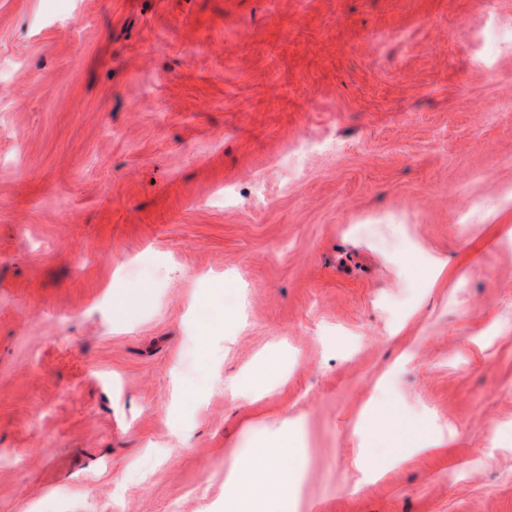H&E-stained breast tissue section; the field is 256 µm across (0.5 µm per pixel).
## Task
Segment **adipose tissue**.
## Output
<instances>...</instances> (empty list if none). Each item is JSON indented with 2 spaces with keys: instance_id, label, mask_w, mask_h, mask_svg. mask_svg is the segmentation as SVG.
<instances>
[{
  "instance_id": "ef3b65f1",
  "label": "adipose tissue",
  "mask_w": 512,
  "mask_h": 512,
  "mask_svg": "<svg viewBox=\"0 0 512 512\" xmlns=\"http://www.w3.org/2000/svg\"><path fill=\"white\" fill-rule=\"evenodd\" d=\"M288 448V443L279 441L268 448L266 455L231 467L227 481L232 487L235 512H251L257 505L267 512H277L280 503L295 494L296 474L272 465L273 457L287 452Z\"/></svg>"
}]
</instances>
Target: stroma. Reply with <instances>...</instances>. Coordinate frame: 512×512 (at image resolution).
Instances as JSON below:
<instances>
[{"mask_svg":"<svg viewBox=\"0 0 512 512\" xmlns=\"http://www.w3.org/2000/svg\"><path fill=\"white\" fill-rule=\"evenodd\" d=\"M511 188L512 0H0V512H512ZM289 428L292 430L291 440L286 442H276L272 447L267 448L266 456H257L250 458L237 466L236 463L231 467L227 477V482L232 486V504L236 509L231 512H273L279 511L281 502L288 501V496H294L297 487V476L295 472H285L280 468L272 467V459L280 456L284 452L288 454L289 450L295 454L299 447L301 424L298 420H288ZM249 472H256L260 476L265 475L266 480L263 484L264 492L261 493L259 484L247 476ZM272 490V492H268ZM262 502L265 511H251V507H257V501Z\"/></svg>","mask_w":512,"mask_h":512,"instance_id":"1","label":"stroma"}]
</instances>
